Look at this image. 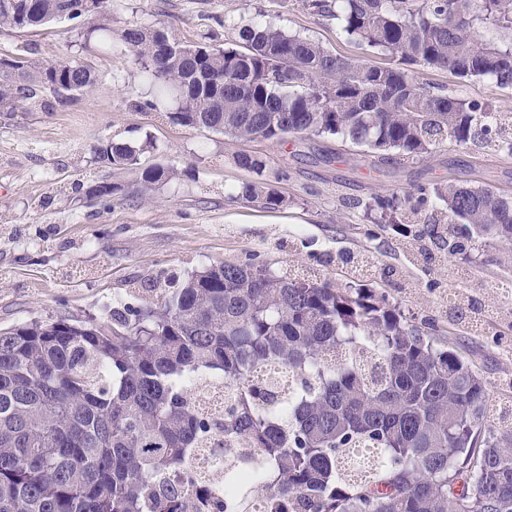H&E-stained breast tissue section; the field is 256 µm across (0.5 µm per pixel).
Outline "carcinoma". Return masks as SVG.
Listing matches in <instances>:
<instances>
[{"label": "carcinoma", "instance_id": "cac0c4a2", "mask_svg": "<svg viewBox=\"0 0 512 512\" xmlns=\"http://www.w3.org/2000/svg\"><path fill=\"white\" fill-rule=\"evenodd\" d=\"M340 22L359 56L271 24L236 25L224 47L187 45L161 26L126 28L154 91L185 126L276 144L334 138L378 167L441 146L512 156V112L420 81L413 67L512 88V0H299ZM109 0H0V28L78 23L112 39ZM498 39L486 37L484 24ZM389 58L385 66L370 55ZM92 70L69 57L0 59V112L49 108L85 93ZM113 141L101 164L138 168ZM254 175L238 197L286 198V176L240 153ZM143 169L146 184L174 179ZM367 218L448 243L512 242V196L456 181L393 190ZM224 386L217 416L188 391ZM478 373L356 279L338 285L256 262L218 263L158 302L112 312V326L31 321L0 329V512H512V417L487 425ZM481 451L474 452L475 448ZM233 460L210 492L199 451Z\"/></svg>", "mask_w": 512, "mask_h": 512}]
</instances>
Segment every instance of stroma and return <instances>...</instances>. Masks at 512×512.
Instances as JSON below:
<instances>
[{
	"mask_svg": "<svg viewBox=\"0 0 512 512\" xmlns=\"http://www.w3.org/2000/svg\"><path fill=\"white\" fill-rule=\"evenodd\" d=\"M108 45L54 21L0 30V56L50 60L62 55L91 67L96 84L50 109L0 112V329L34 320L106 322L113 310L154 301L153 285L180 280L217 262L256 257L277 271L309 270L347 283L360 259L373 262V287L407 316L435 319L449 349L482 378L491 404L512 402V244L489 239L468 261L439 245L405 246L363 216L359 202L392 190L458 180L512 195V158L480 149L442 147L404 167L321 161L333 140L278 145L237 141L168 119L145 102V84L123 29L159 25L185 44L234 40L236 23L258 19L320 42L330 53L357 55L336 20L303 11L297 0H110ZM424 82L512 112V88L459 83L424 69ZM152 149H144L145 140ZM122 140L142 147L141 167H172L176 179L152 185L103 167L99 148ZM269 157L284 179L287 203L264 209L239 200L251 173L234 158ZM111 200L88 198L100 181ZM481 320L474 333L471 320Z\"/></svg>",
	"mask_w": 512,
	"mask_h": 512,
	"instance_id": "stroma-1",
	"label": "stroma"
}]
</instances>
